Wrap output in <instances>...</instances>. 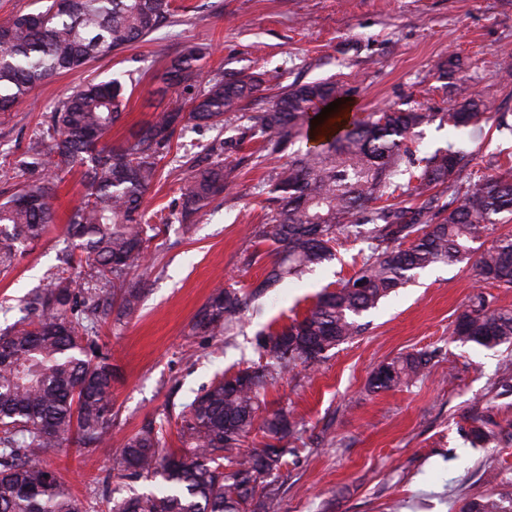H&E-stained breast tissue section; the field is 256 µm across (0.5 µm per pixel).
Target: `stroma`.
Listing matches in <instances>:
<instances>
[{
	"mask_svg": "<svg viewBox=\"0 0 512 512\" xmlns=\"http://www.w3.org/2000/svg\"><path fill=\"white\" fill-rule=\"evenodd\" d=\"M172 23L117 54L90 61L78 72L39 84L11 112L0 113V196L41 175L32 161L43 153L42 124L53 107L84 80L132 74L127 112L109 134L118 141L153 113L203 88L219 71L261 74L263 90L246 106L259 112L286 86L334 78L354 111L422 107L447 111L458 86L491 107L479 130L431 123L416 138L420 155L455 144L482 175L512 167V0H176ZM203 49L201 73L179 93H161L159 77L185 47ZM457 54L460 68L441 77L436 65ZM262 144L239 123L223 130L189 127L174 140L147 194L159 227L148 249L139 309L99 330L98 343L119 371L112 392L108 445L92 458L78 449H47L46 463L85 499L105 512L101 491L116 497L154 491L156 480L111 479L112 453L143 424H164L176 446L171 418L208 387L216 373L257 360V333L288 323L316 294L356 271L362 242L348 243L332 262L299 280L252 296L236 335L195 336L190 327L217 287L250 293L272 256L251 236L265 223L268 195L257 183L279 167L262 158ZM223 152L232 189L192 223L175 220L179 187L189 174L185 156L206 160ZM83 167L61 173L56 219L18 263L0 269V331L21 319L24 299L60 264L69 241L70 210L83 193ZM489 308L512 307V288L478 282L472 264H439L420 272L363 314L364 331L311 367L298 366L267 391V406L302 417L305 433L288 454L281 512H458L463 501L500 492L496 473L512 475V345L486 350L453 339L458 316L475 295ZM429 351L428 371L410 388L377 393L368 379L402 353ZM482 424L488 441L472 444Z\"/></svg>",
	"mask_w": 512,
	"mask_h": 512,
	"instance_id": "obj_1",
	"label": "stroma"
}]
</instances>
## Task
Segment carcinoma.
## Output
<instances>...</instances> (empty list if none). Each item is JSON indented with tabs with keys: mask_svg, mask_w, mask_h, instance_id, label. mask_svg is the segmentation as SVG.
<instances>
[{
	"mask_svg": "<svg viewBox=\"0 0 512 512\" xmlns=\"http://www.w3.org/2000/svg\"><path fill=\"white\" fill-rule=\"evenodd\" d=\"M172 17L171 0H46L14 16L0 25V112L55 75L144 40ZM201 59L194 46L173 58L161 77L163 92L191 80ZM262 84L253 73H217L180 106L154 113L111 146L103 139L125 112V76L86 81L51 112L48 151L40 159L45 173L0 200V266H11L24 246L44 236L54 221L59 174L79 164L88 167V180L65 227L72 250L63 264L86 269V282L75 288L62 274L48 277L25 299L30 317L0 333V512H88L42 451L73 444L89 457L106 443L116 369L92 333L141 304L143 290L133 277L145 273L148 243L157 236L144 204L178 130L222 128L239 112L267 155L288 153L257 186L269 190L272 207L256 237L272 247L274 260L254 291L301 278L335 259L353 237L371 240L370 252L359 253L354 276L324 290L305 313L258 332L259 362L216 377L193 399L180 420L185 447H166L163 431L152 426L126 438L112 455L113 477L159 478L161 486L157 494L114 498L109 512H280L285 442L302 420L283 407L259 416L266 389L288 369L313 366L360 335L363 313L418 272L471 260L474 240L496 224H512V174L477 176L469 155L451 144L422 158L412 148L416 129L436 120L458 129L487 122L489 105L466 89L445 113L390 108L350 125L335 110L312 128L313 99L342 100V85L332 79L290 85L263 111L243 112ZM315 130L319 145L294 149ZM224 169L219 153L194 165L180 188L179 222L229 191ZM448 192L456 206L434 210ZM474 266L478 281L511 288L512 234L494 238ZM246 305V294L217 289L192 335H230ZM453 339L488 350L512 344V307L489 311L476 296L458 317ZM430 361L422 351L401 354L372 373L369 390L408 387ZM256 430L263 447H245ZM460 512H512V491L466 502Z\"/></svg>",
	"mask_w": 512,
	"mask_h": 512,
	"instance_id": "carcinoma-1",
	"label": "carcinoma"
}]
</instances>
